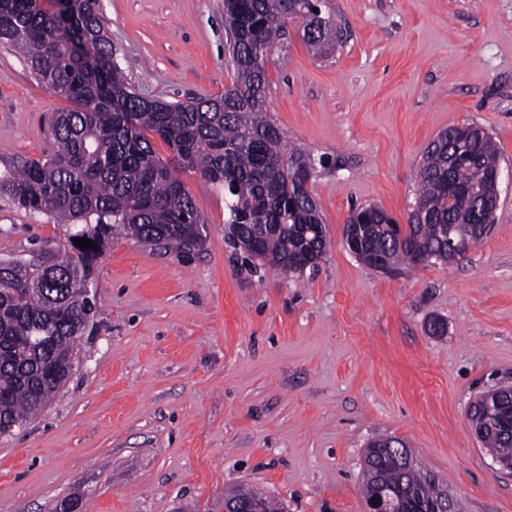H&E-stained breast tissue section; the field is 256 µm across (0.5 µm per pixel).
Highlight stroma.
<instances>
[{
  "label": "stroma",
  "instance_id": "stroma-1",
  "mask_svg": "<svg viewBox=\"0 0 512 512\" xmlns=\"http://www.w3.org/2000/svg\"><path fill=\"white\" fill-rule=\"evenodd\" d=\"M343 46L318 58L297 24L273 53L267 110L289 143L328 156L309 188L326 226L317 266L249 270L224 232V193L180 178L202 248L164 254L122 235L94 262L98 313L58 396L0 437V512H224L246 487L282 512H366L367 446L405 441L465 512H512V476L468 420L512 385V0H329ZM137 92L188 102L231 85L224 0H100ZM0 47V175L55 149L72 109ZM492 134L502 181L490 233L453 264L389 275L343 243L351 209L406 223L429 143ZM75 228L0 197V262L67 246ZM440 317L441 336L426 325Z\"/></svg>",
  "mask_w": 512,
  "mask_h": 512
}]
</instances>
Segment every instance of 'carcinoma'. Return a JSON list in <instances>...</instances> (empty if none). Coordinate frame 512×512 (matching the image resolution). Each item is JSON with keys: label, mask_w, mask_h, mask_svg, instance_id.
Masks as SVG:
<instances>
[{"label": "carcinoma", "mask_w": 512, "mask_h": 512, "mask_svg": "<svg viewBox=\"0 0 512 512\" xmlns=\"http://www.w3.org/2000/svg\"><path fill=\"white\" fill-rule=\"evenodd\" d=\"M327 0H224V26L234 67L221 96L194 103L140 96L114 59L99 0H67L51 10L39 0H0V45L19 53L37 80L76 103L55 113L57 150L0 177V195L60 224H77L75 238L57 257L38 258L0 283V421L24 425L38 414L53 381L73 363L77 340L94 325L97 306L80 308L92 285L97 246L126 233L159 251L190 252L203 243L204 220L179 177L195 170L224 188L227 243L253 265L258 247L267 263L285 272L316 266L328 246L317 203L305 183L317 172L313 154L288 147L267 113L268 67L273 50L299 24L305 44L324 57L343 44L344 32L325 11ZM171 149L166 161L148 137ZM499 166L492 136L475 125L453 126L427 147L417 174L416 204L423 216L398 224L382 209L358 208L343 234L360 242L355 257L375 268L448 262V246L472 239L474 225L495 215L467 198ZM474 431L490 455L512 461V431L484 406L470 407ZM361 492H383L413 505L439 501L444 483L394 438L372 442ZM256 500L278 512L266 496L238 490L224 502Z\"/></svg>", "instance_id": "cac0c4a2"}]
</instances>
